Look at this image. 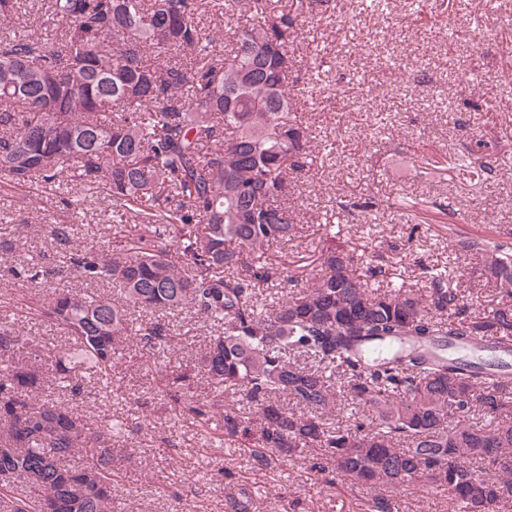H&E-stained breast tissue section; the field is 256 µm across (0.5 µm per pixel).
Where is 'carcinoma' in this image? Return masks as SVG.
Returning <instances> with one entry per match:
<instances>
[{
    "instance_id": "carcinoma-1",
    "label": "carcinoma",
    "mask_w": 512,
    "mask_h": 512,
    "mask_svg": "<svg viewBox=\"0 0 512 512\" xmlns=\"http://www.w3.org/2000/svg\"><path fill=\"white\" fill-rule=\"evenodd\" d=\"M330 0H247L252 22L229 52L198 18L213 0H47L61 22L51 47L35 28L0 38V180L108 186L133 223L107 248L72 247L71 224L49 233L69 248L71 271L110 280L125 305L61 291L48 301L21 293L19 312L49 322L69 345L38 362H15L28 346L0 327V505L7 512H114L112 445L75 463L92 437L82 415L42 398L44 371L78 396L85 374L112 380L130 341L173 350L191 329L136 326L129 308H190L213 322L193 365L161 379L170 410L200 427L224 415L222 436L254 461L309 459L324 483L365 492V512H393L411 489L443 492L458 512H500L512 497V379L436 352L444 339L512 349V306L476 313L447 269L429 270L418 294L393 285L365 257L335 244L319 256L311 285L266 310L256 286L282 274L259 265L291 239L288 184L310 170L306 128L290 105L298 60L295 18ZM476 181L490 164L473 150L449 158ZM479 277L512 297V251L480 243ZM284 278V277H282ZM286 282L294 277L284 278ZM394 354L363 360L373 344ZM214 385L195 396L198 375ZM251 404L241 411L224 392ZM350 407L345 425L328 422ZM494 470L495 477L487 476Z\"/></svg>"
}]
</instances>
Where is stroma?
<instances>
[{"instance_id":"stroma-1","label":"stroma","mask_w":512,"mask_h":512,"mask_svg":"<svg viewBox=\"0 0 512 512\" xmlns=\"http://www.w3.org/2000/svg\"><path fill=\"white\" fill-rule=\"evenodd\" d=\"M297 25L292 108L319 155L288 195L295 231L269 248L265 266L293 271L306 287L320 269L329 228L354 255H378L406 287L424 289L425 269L449 266L474 310L501 306V294L478 283L475 244L512 247V0H336L335 11ZM468 147L495 167L479 186L448 168L449 157ZM75 195L85 200L76 215L64 204ZM370 197L377 207L367 215L359 204ZM127 221L102 185L0 186V239L14 233L12 248L0 247V312L14 320L20 289L36 300L56 288L117 297L111 284L64 270L62 246L40 227L73 225L76 240L97 249ZM36 261L51 276L24 282L11 275ZM134 317L193 328V338L147 355L143 365L117 368L111 385L87 376L80 397L45 387L93 430L108 418L124 422V437L112 442L118 512H234L245 492L250 512H362L359 494L326 486L307 462L261 466L240 455L220 437L223 416L203 431L166 410L161 376L189 364L212 325L186 311L138 310Z\"/></svg>"}]
</instances>
